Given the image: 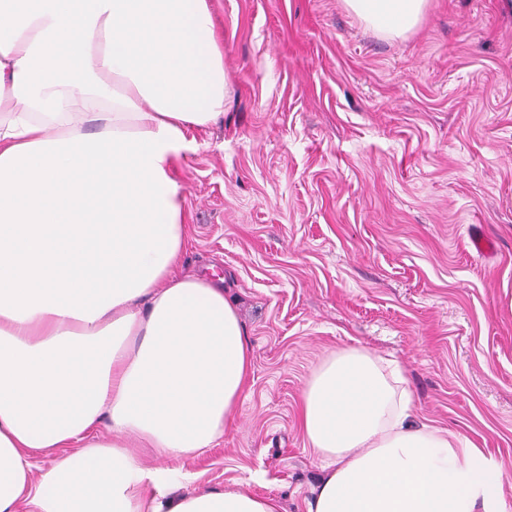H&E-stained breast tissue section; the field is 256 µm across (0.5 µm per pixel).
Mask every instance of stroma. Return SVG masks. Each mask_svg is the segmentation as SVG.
<instances>
[{
    "label": "stroma",
    "instance_id": "obj_1",
    "mask_svg": "<svg viewBox=\"0 0 512 512\" xmlns=\"http://www.w3.org/2000/svg\"><path fill=\"white\" fill-rule=\"evenodd\" d=\"M231 84L176 176L177 274L223 279L252 373L202 488L306 512L301 394L331 351L406 371L419 420L467 436L512 505V11L430 0L391 37L342 0H211ZM481 227L495 248L468 244Z\"/></svg>",
    "mask_w": 512,
    "mask_h": 512
}]
</instances>
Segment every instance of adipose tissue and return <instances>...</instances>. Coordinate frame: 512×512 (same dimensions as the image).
<instances>
[{"instance_id": "ef3b65f1", "label": "adipose tissue", "mask_w": 512, "mask_h": 512, "mask_svg": "<svg viewBox=\"0 0 512 512\" xmlns=\"http://www.w3.org/2000/svg\"><path fill=\"white\" fill-rule=\"evenodd\" d=\"M428 2L343 0L394 37ZM228 93L209 0H0V512H280L171 468L223 441L252 369L223 287L174 273L175 170ZM301 427L307 512H507L397 362L330 352Z\"/></svg>"}]
</instances>
